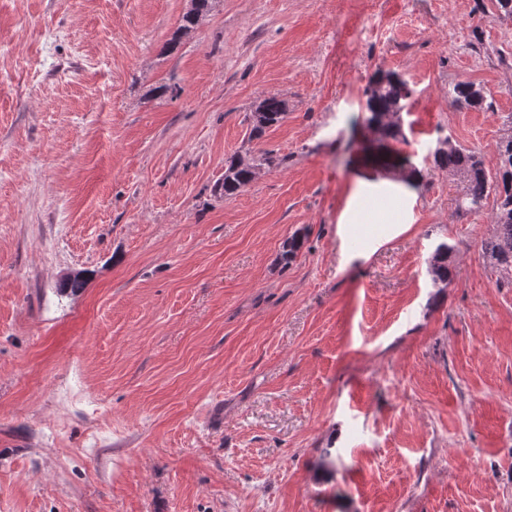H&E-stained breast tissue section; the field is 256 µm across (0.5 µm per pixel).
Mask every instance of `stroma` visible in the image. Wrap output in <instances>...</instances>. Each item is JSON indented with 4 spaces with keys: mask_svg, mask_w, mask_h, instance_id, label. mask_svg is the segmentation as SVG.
<instances>
[{
    "mask_svg": "<svg viewBox=\"0 0 512 512\" xmlns=\"http://www.w3.org/2000/svg\"><path fill=\"white\" fill-rule=\"evenodd\" d=\"M188 7L0 0V512H512V287L433 161L449 139L495 171L512 26L493 0H214L164 52ZM382 70L413 91V183L366 147ZM459 81L489 107H450ZM288 112L287 104L277 96L264 98L249 116L250 137L259 138L265 131L278 125ZM273 162L267 153L247 160L238 155L228 158L224 162V175L214 185V193L224 198L233 197L254 180L255 170ZM451 256L452 248L448 243H441L436 247L429 263V272L434 283L448 285L452 274Z\"/></svg>",
    "mask_w": 512,
    "mask_h": 512,
    "instance_id": "stroma-1",
    "label": "stroma"
}]
</instances>
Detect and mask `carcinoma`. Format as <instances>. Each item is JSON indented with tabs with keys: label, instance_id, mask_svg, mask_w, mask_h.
I'll use <instances>...</instances> for the list:
<instances>
[{
	"label": "carcinoma",
	"instance_id": "cac0c4a2",
	"mask_svg": "<svg viewBox=\"0 0 512 512\" xmlns=\"http://www.w3.org/2000/svg\"><path fill=\"white\" fill-rule=\"evenodd\" d=\"M213 0H192L191 7L182 15L177 30L179 35L194 31L212 9ZM372 87L366 96V118L379 122L382 114L399 105H405L411 91L405 80L390 73L382 81L376 77L369 82ZM451 106L481 109L489 106L485 92L469 81H459L448 89ZM288 112L287 104L277 96L264 98L249 116L250 137L259 138L265 131L278 125ZM380 135L386 142L391 164H401L394 145L406 141L404 129L397 124L380 126ZM498 161L494 173H489L477 151L456 145L434 154L435 164L450 173L466 176L457 198V211L479 214L488 198H493L492 234L482 241V251L512 285V137L501 139L497 146ZM272 157L264 153L245 159L232 156L224 162V175L214 185V193L231 198L253 181L255 170L270 166ZM452 248L439 244L429 263V272L436 283L448 284L451 278Z\"/></svg>",
	"mask_w": 512,
	"mask_h": 512
}]
</instances>
